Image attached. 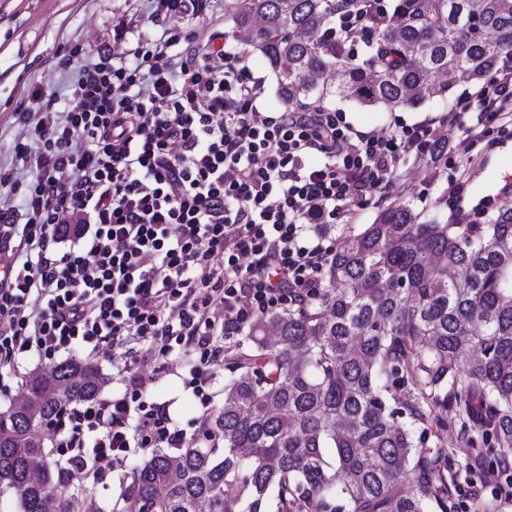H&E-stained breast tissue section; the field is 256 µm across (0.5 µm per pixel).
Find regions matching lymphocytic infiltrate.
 <instances>
[{"label": "lymphocytic infiltrate", "mask_w": 512, "mask_h": 512, "mask_svg": "<svg viewBox=\"0 0 512 512\" xmlns=\"http://www.w3.org/2000/svg\"><path fill=\"white\" fill-rule=\"evenodd\" d=\"M159 31L129 60L82 63L67 110L39 89L15 112L11 169L0 170V363L31 352L121 349L122 395L71 407L61 440L73 471L105 478L132 448H178L185 432L137 373L140 360L192 356L189 385L208 441L214 334L235 336L258 316L320 288L335 241L328 224L452 148L431 124L392 133L356 129L344 113L261 104L262 83L224 34L201 42L174 18L207 0H147ZM468 139L512 133V56L439 119Z\"/></svg>", "instance_id": "obj_1"}]
</instances>
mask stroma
Listing matches in <instances>:
<instances>
[{
  "label": "stroma",
  "instance_id": "1",
  "mask_svg": "<svg viewBox=\"0 0 512 512\" xmlns=\"http://www.w3.org/2000/svg\"><path fill=\"white\" fill-rule=\"evenodd\" d=\"M121 22L144 38L156 32L145 0H0V167L12 165L10 145L17 133L14 114L31 91L56 92L57 109H66L70 76L60 69L59 60L76 43L84 45L89 62L102 50L110 54L125 51V43L113 39V30ZM217 25L228 34L227 49L244 52L242 44L230 36L233 23L224 11V0H211L206 14L180 23L199 40L207 39ZM441 132L458 144L451 164L427 170L373 199L360 210L355 223L345 225V232L359 231L380 210L398 201L410 203L423 221L436 213L452 223L477 224L492 213V206H477L470 198L495 169V147L470 145L460 131L447 126ZM452 182L457 185L453 192L448 189ZM189 370L186 360H173L163 367L146 362L140 367L150 393L168 405L175 424L190 435L201 405L187 386ZM500 477V464L491 457L480 463L474 475H461L455 494L457 512H473L471 493L476 488L482 490L489 512H512V501L496 494Z\"/></svg>",
  "mask_w": 512,
  "mask_h": 512
}]
</instances>
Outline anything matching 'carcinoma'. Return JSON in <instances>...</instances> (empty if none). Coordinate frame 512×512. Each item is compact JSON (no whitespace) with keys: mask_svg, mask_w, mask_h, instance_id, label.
Here are the masks:
<instances>
[{"mask_svg":"<svg viewBox=\"0 0 512 512\" xmlns=\"http://www.w3.org/2000/svg\"><path fill=\"white\" fill-rule=\"evenodd\" d=\"M229 16L295 106L392 112L512 55V0H233ZM351 17L338 47L325 32ZM107 383L66 360L30 372L26 396L0 412V493L22 512L50 499L70 512L86 494L48 461L44 429ZM450 403L485 427L487 447L428 445ZM207 427L211 441L134 465L119 512H451L457 454L512 456V207L448 224L400 202L339 239L315 295L226 342L224 402Z\"/></svg>","mask_w":512,"mask_h":512,"instance_id":"1","label":"carcinoma"}]
</instances>
